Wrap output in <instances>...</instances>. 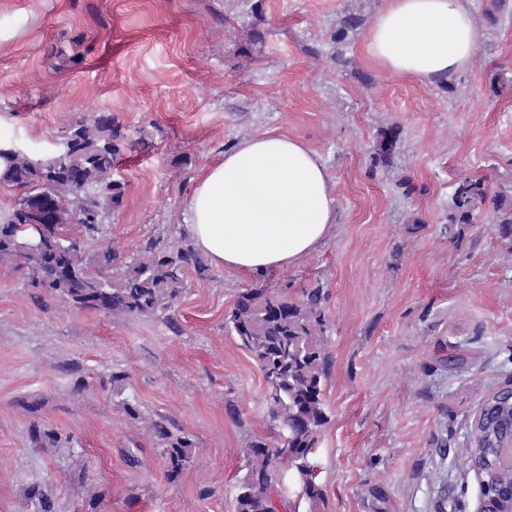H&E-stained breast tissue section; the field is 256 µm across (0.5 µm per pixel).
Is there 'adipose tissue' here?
<instances>
[{"label": "adipose tissue", "mask_w": 512, "mask_h": 512, "mask_svg": "<svg viewBox=\"0 0 512 512\" xmlns=\"http://www.w3.org/2000/svg\"><path fill=\"white\" fill-rule=\"evenodd\" d=\"M482 37L469 0H385L366 50L391 74L442 84L469 66ZM184 222L215 266L263 274L316 251L336 222V205L314 151L294 137L259 133L198 177Z\"/></svg>", "instance_id": "obj_1"}]
</instances>
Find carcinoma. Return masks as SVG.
<instances>
[{"mask_svg": "<svg viewBox=\"0 0 512 512\" xmlns=\"http://www.w3.org/2000/svg\"><path fill=\"white\" fill-rule=\"evenodd\" d=\"M399 130L380 133L374 160L391 162ZM119 126L110 114L70 125L60 149L38 156L12 139L0 138V183L19 190L13 205L0 209V261L24 271L34 287L92 309L126 318L165 312L181 294L185 269L207 271L192 243L175 250L153 241L140 246L141 256L127 265L114 250L101 248L87 255L71 235L81 227L89 239L100 233L124 198V184L112 178L117 157L125 148ZM52 195L66 214L62 224H48L44 246L28 245L21 230L24 197ZM493 198L497 235L512 241V194L490 188L478 178L457 180L448 210V230L460 236L473 223L475 212ZM325 294L320 287L304 288L297 298L264 289L242 292L225 316L224 327L257 362L268 390L269 413L280 441L255 440L244 450V474L238 481L235 512H279L281 465L288 464L308 503V512H321L324 492L317 480L312 454L328 423L325 387L331 355L327 348ZM480 437L471 443L466 465L479 469L480 497L485 512H512L504 490L512 486V467L497 463L500 445L512 427V401L495 392L483 403L478 418ZM161 441L168 475L176 477L189 462L193 443L164 423H151Z\"/></svg>", "mask_w": 512, "mask_h": 512, "instance_id": "carcinoma-1", "label": "carcinoma"}]
</instances>
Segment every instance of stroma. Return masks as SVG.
Segmentation results:
<instances>
[{"instance_id":"obj_1","label":"stroma","mask_w":512,"mask_h":512,"mask_svg":"<svg viewBox=\"0 0 512 512\" xmlns=\"http://www.w3.org/2000/svg\"><path fill=\"white\" fill-rule=\"evenodd\" d=\"M383 5L0 0V136L48 154L72 122L107 112L136 146L115 173L124 201L89 250L130 262L147 240L180 244L195 179L262 132L319 155L337 212L295 265L187 269L155 316L76 308L0 263V512H35L39 493L55 512H87L93 498L97 512H235L243 448L276 431L263 374L224 317L247 289L314 283L332 358L313 455L323 512H476L471 425L489 395L512 389V243L492 203L458 238L446 215L461 177L512 186V0H470L484 38L437 85L370 59ZM390 127L393 158L374 164ZM150 419L193 443L176 478ZM36 427L58 441L34 442ZM398 138V128H390L380 133L374 148V160L376 163L381 162L384 165H388L391 162Z\"/></svg>"}]
</instances>
